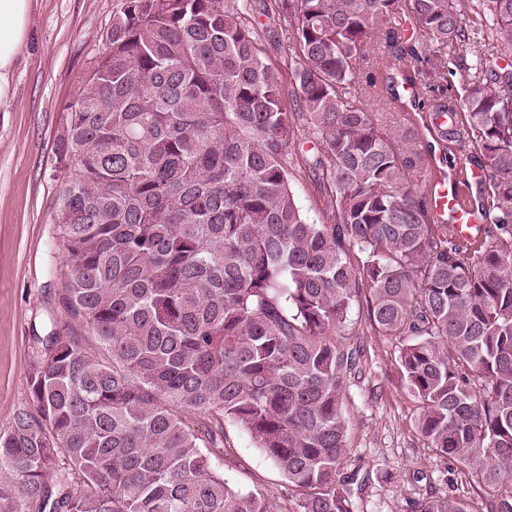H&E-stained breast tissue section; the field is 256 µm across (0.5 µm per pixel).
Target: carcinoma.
Here are the masks:
<instances>
[{"label":"carcinoma","instance_id":"carcinoma-1","mask_svg":"<svg viewBox=\"0 0 512 512\" xmlns=\"http://www.w3.org/2000/svg\"><path fill=\"white\" fill-rule=\"evenodd\" d=\"M406 11L435 59L469 53L452 58L463 101L431 103L484 172L469 247L404 184L429 166L417 127L384 132L359 97L376 31ZM272 13L291 29L287 78L262 56ZM63 128L65 321L32 330L0 512H277L215 465L229 422L296 512H356L342 470L361 295L370 328L402 341L429 447L477 473L479 512H512V0H118ZM301 173L333 223L303 216ZM415 512L471 510L430 495Z\"/></svg>","mask_w":512,"mask_h":512}]
</instances>
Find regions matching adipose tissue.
Wrapping results in <instances>:
<instances>
[{"label": "adipose tissue", "instance_id": "obj_1", "mask_svg": "<svg viewBox=\"0 0 512 512\" xmlns=\"http://www.w3.org/2000/svg\"><path fill=\"white\" fill-rule=\"evenodd\" d=\"M32 0H0V105L13 97L11 74L29 27Z\"/></svg>", "mask_w": 512, "mask_h": 512}]
</instances>
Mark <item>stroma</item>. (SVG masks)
I'll return each mask as SVG.
<instances>
[{
  "label": "stroma",
  "mask_w": 512,
  "mask_h": 512,
  "mask_svg": "<svg viewBox=\"0 0 512 512\" xmlns=\"http://www.w3.org/2000/svg\"><path fill=\"white\" fill-rule=\"evenodd\" d=\"M117 0H34L30 33L12 73L13 99L0 107V427L27 398L26 364L33 327L61 316L63 280L52 256L59 186L52 177L54 140L68 104L106 48ZM415 20L393 38L378 34L375 59L394 76L430 54ZM348 341L363 347L360 372L350 380V446L344 475L357 512H412L414 501L453 495L478 505V478L440 458L417 429L418 401L404 386L399 344L371 332L366 304L353 306ZM232 453L224 472L246 487L277 493L282 477L246 433L228 426ZM281 512L294 502L279 497Z\"/></svg>",
  "instance_id": "35a3bbf8"
}]
</instances>
